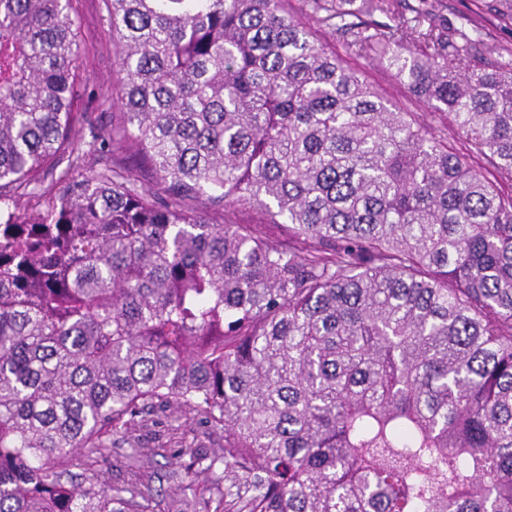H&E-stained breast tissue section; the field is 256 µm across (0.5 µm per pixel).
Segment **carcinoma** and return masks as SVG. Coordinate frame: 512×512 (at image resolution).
<instances>
[{
  "label": "carcinoma",
  "instance_id": "carcinoma-1",
  "mask_svg": "<svg viewBox=\"0 0 512 512\" xmlns=\"http://www.w3.org/2000/svg\"><path fill=\"white\" fill-rule=\"evenodd\" d=\"M290 2L103 0L111 165L74 150L72 0H0V512H154L95 464L156 404L224 430L203 512H512V50ZM315 27L322 31L320 35L327 46L336 52L337 56L344 58L348 66L360 70L362 77L382 96L395 102L407 112H431L417 102L409 93L407 87L394 77L393 73L387 69L385 60L374 56L365 58L352 54L342 38L332 35L328 30H324L318 25H315ZM228 214L237 222L253 224L259 234L271 242H281L288 239V225L271 223L265 212L257 206L241 210L228 208Z\"/></svg>",
  "mask_w": 512,
  "mask_h": 512
}]
</instances>
